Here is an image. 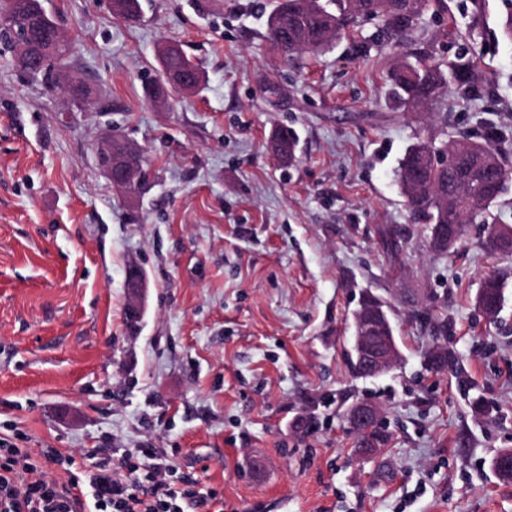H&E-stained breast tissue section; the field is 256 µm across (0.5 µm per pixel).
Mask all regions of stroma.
I'll use <instances>...</instances> for the list:
<instances>
[{"label":"stroma","mask_w":512,"mask_h":512,"mask_svg":"<svg viewBox=\"0 0 512 512\" xmlns=\"http://www.w3.org/2000/svg\"><path fill=\"white\" fill-rule=\"evenodd\" d=\"M44 0L71 45L67 74L106 112H73L60 87L0 50V436L56 448L95 471L131 448L173 450L174 477L224 512H512L493 458L512 449V255L464 227L441 253L410 216L395 171L406 149L469 137L512 162V43L501 0L478 28L469 0L426 13L394 50L376 22L327 51L284 55L268 0ZM178 43L205 81L157 106V48ZM467 48L486 84L446 115L385 96L398 54ZM299 138L283 165L273 133ZM125 136L148 171L128 192L98 166L101 133ZM142 269L138 329L126 272ZM506 283L498 320L475 302ZM391 307L399 364L352 372L363 292ZM463 371L425 364L437 337ZM483 399L477 411L474 399ZM378 406L384 444L347 423Z\"/></svg>","instance_id":"obj_1"}]
</instances>
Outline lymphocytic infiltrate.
Masks as SVG:
<instances>
[{"mask_svg": "<svg viewBox=\"0 0 512 512\" xmlns=\"http://www.w3.org/2000/svg\"><path fill=\"white\" fill-rule=\"evenodd\" d=\"M73 465L58 449L35 452L15 447L10 436H0V512H224L220 491H210L204 500L173 486L165 455L154 448H134L119 459V466L133 475L130 484L105 474L72 473L67 484L47 478L48 462Z\"/></svg>", "mask_w": 512, "mask_h": 512, "instance_id": "lymphocytic-infiltrate-1", "label": "lymphocytic infiltrate"}]
</instances>
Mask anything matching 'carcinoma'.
Returning <instances> with one entry per match:
<instances>
[{
	"mask_svg": "<svg viewBox=\"0 0 512 512\" xmlns=\"http://www.w3.org/2000/svg\"><path fill=\"white\" fill-rule=\"evenodd\" d=\"M336 10L328 9L323 0H274L267 20L272 45L279 50L321 52L328 49L342 33L356 30L362 23H380L381 41L398 48L404 34L418 25L422 16L432 10L448 11L446 0H332ZM15 19L18 28L0 29V42L15 51L17 58H36L46 35H55V20L41 0L10 4L0 0V13ZM159 62L166 81L146 87L149 100L167 99L183 93V78L194 65L186 53L174 43H164L159 50ZM484 72L477 58L460 54L446 62L432 57L413 61L402 57L389 71L386 82L390 97L415 110L440 102L443 89L452 83L460 93H472L482 87ZM445 147L455 152L457 163L448 166H427L424 157L434 150L425 142L409 147L401 159L397 177L406 195L411 214L419 223L442 224L443 238L432 241L437 251L453 247L462 235V226L479 221L489 224L490 208L497 205L512 180V168L503 155L488 143L469 138L453 140ZM112 154L122 157L133 172L134 186L146 181L143 159L132 153L126 139L112 143ZM497 225L490 224L487 246L494 252L512 253V239L494 235ZM504 302V282L496 277L485 280L476 301V309L484 313L491 306L500 313ZM435 368L456 367L457 361L448 347L440 345L429 354Z\"/></svg>",
	"mask_w": 512,
	"mask_h": 512,
	"instance_id": "carcinoma-1",
	"label": "carcinoma"
}]
</instances>
